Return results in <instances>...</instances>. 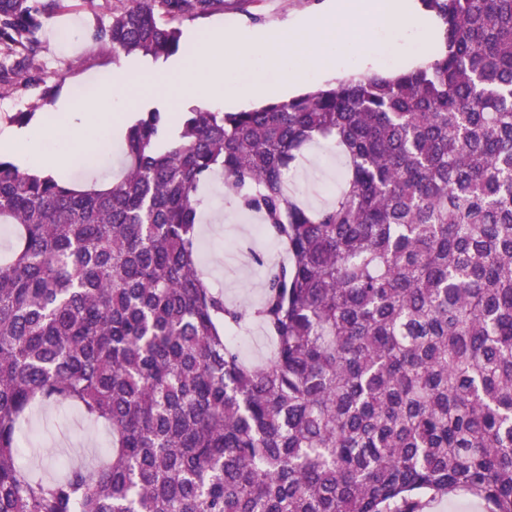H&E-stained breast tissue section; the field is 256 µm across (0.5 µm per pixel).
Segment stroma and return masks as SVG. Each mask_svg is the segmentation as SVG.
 Here are the masks:
<instances>
[{"mask_svg": "<svg viewBox=\"0 0 512 512\" xmlns=\"http://www.w3.org/2000/svg\"><path fill=\"white\" fill-rule=\"evenodd\" d=\"M322 0H224L211 13L183 22V36L201 35L216 25L240 28H271L315 11ZM118 0H96L95 9L72 7L47 19L40 36L39 64L47 83L59 84L60 97L78 96L96 80L111 77L124 65H147V58L115 53L96 38L97 30L109 22ZM97 160L70 171L79 182L107 181L119 174L123 157L119 141L109 151L97 152ZM343 170V159L333 145L311 144L297 167L293 188L303 201L317 207L330 198ZM205 195L214 209L222 211V222H207L201 230L200 267L211 286L237 303L256 301L261 293L265 264L282 260L281 246L256 233L244 215L224 200L219 183L207 185ZM253 247L262 264L240 269V256ZM111 443L109 427L84 417L75 406H37L22 425L19 460L39 468L48 478L61 473L63 465H94L104 459Z\"/></svg>", "mask_w": 512, "mask_h": 512, "instance_id": "1", "label": "stroma"}]
</instances>
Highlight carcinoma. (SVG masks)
<instances>
[{
	"mask_svg": "<svg viewBox=\"0 0 512 512\" xmlns=\"http://www.w3.org/2000/svg\"><path fill=\"white\" fill-rule=\"evenodd\" d=\"M66 0H0V90L33 75ZM224 0H126L100 37L153 60ZM425 66L220 112L167 138L126 127L106 185L0 156V512H423L459 491L512 512V0H423ZM328 141L314 209L286 175ZM259 214L286 252L242 307L199 269L201 189ZM274 347L246 362L229 326ZM108 424L107 460L45 480L18 464L31 404Z\"/></svg>",
	"mask_w": 512,
	"mask_h": 512,
	"instance_id": "1",
	"label": "carcinoma"
}]
</instances>
